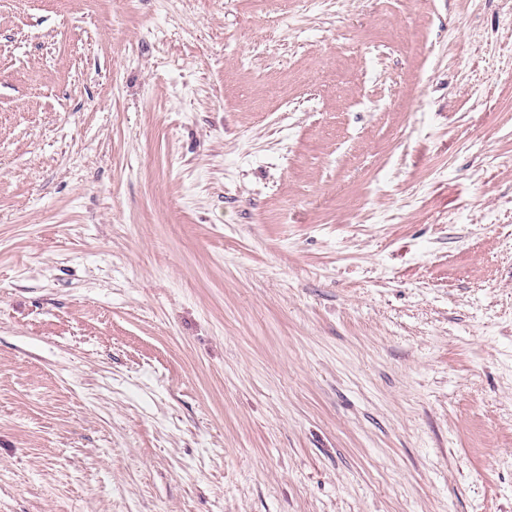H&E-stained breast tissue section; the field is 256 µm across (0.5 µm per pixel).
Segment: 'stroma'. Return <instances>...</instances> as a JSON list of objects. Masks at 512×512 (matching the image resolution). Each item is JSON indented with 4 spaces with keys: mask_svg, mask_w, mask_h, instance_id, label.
<instances>
[{
    "mask_svg": "<svg viewBox=\"0 0 512 512\" xmlns=\"http://www.w3.org/2000/svg\"><path fill=\"white\" fill-rule=\"evenodd\" d=\"M0 512H512V0H0Z\"/></svg>",
    "mask_w": 512,
    "mask_h": 512,
    "instance_id": "1",
    "label": "stroma"
}]
</instances>
